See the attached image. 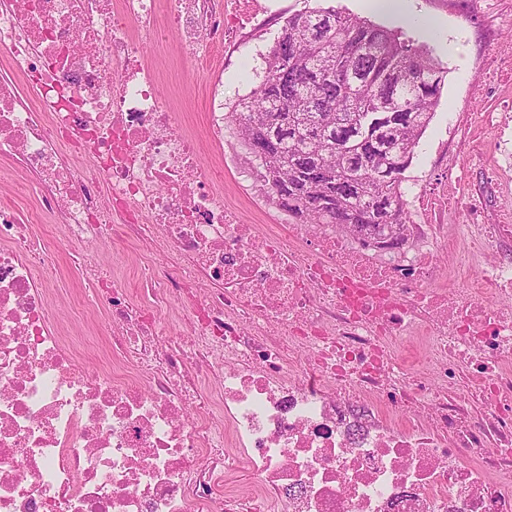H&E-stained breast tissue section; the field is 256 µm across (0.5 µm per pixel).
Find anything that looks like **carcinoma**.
Segmentation results:
<instances>
[{"mask_svg":"<svg viewBox=\"0 0 512 512\" xmlns=\"http://www.w3.org/2000/svg\"><path fill=\"white\" fill-rule=\"evenodd\" d=\"M448 70L397 32L320 4L288 16L229 119L296 224L403 241L401 192Z\"/></svg>","mask_w":512,"mask_h":512,"instance_id":"1","label":"carcinoma"}]
</instances>
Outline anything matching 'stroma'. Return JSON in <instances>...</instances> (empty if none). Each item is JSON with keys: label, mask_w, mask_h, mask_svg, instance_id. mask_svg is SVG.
Wrapping results in <instances>:
<instances>
[{"label": "stroma", "mask_w": 512, "mask_h": 512, "mask_svg": "<svg viewBox=\"0 0 512 512\" xmlns=\"http://www.w3.org/2000/svg\"><path fill=\"white\" fill-rule=\"evenodd\" d=\"M336 7L352 15L396 30L402 38L426 50L448 69L436 113L421 136L414 159L402 183L405 200H412L417 188L439 174L435 166L439 143L458 135L455 120L461 112H486L496 105H512V82H498L496 90L476 83L482 62L490 52V22L501 24L502 41H512V0H485L480 13L467 15L459 0H406L402 11L376 13L366 11L362 0H334ZM262 13L257 21H244L237 30L238 43L231 55L211 58L205 67L179 55L171 40L150 41L144 46L145 59L162 78L166 103L179 114L180 130L205 135V114L209 107L210 75L224 71V101L232 103L247 94L264 72L268 53L288 15L304 8V0H260ZM224 188L228 199L237 205L242 219L249 224H285L287 212L269 198L256 177V166L248 158L232 123L224 125ZM173 262L164 247L146 249L134 239L103 241L99 247L60 259V276L67 286V298L83 300L87 290L80 280L83 266L107 270L128 288L131 298H139L142 283L137 276L144 264L168 266ZM108 319L106 304L88 309L80 318L69 321L75 335L84 337L90 351L86 356L91 371L102 366V352L110 338L104 331Z\"/></svg>", "instance_id": "obj_1"}]
</instances>
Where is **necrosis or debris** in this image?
<instances>
[{
    "label": "necrosis or debris",
    "mask_w": 512,
    "mask_h": 512,
    "mask_svg": "<svg viewBox=\"0 0 512 512\" xmlns=\"http://www.w3.org/2000/svg\"><path fill=\"white\" fill-rule=\"evenodd\" d=\"M253 8L0 0V158L34 203L0 206V512H512V205L480 204L512 180L505 117L466 118L485 181L421 188L401 245L242 223L143 46L223 51ZM132 237L176 267L136 300L85 268L110 311L93 373L53 324L54 258ZM174 306L185 332L159 333Z\"/></svg>",
    "instance_id": "necrosis-or-debris-1"
}]
</instances>
